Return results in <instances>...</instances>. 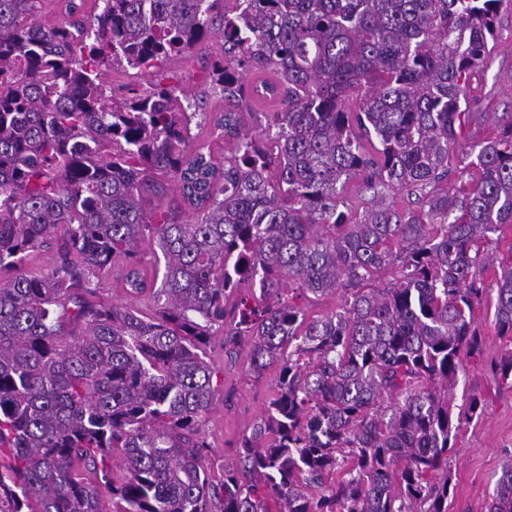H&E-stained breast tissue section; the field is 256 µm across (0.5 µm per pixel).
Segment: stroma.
I'll return each instance as SVG.
<instances>
[{
  "instance_id": "stroma-1",
  "label": "stroma",
  "mask_w": 512,
  "mask_h": 512,
  "mask_svg": "<svg viewBox=\"0 0 512 512\" xmlns=\"http://www.w3.org/2000/svg\"><path fill=\"white\" fill-rule=\"evenodd\" d=\"M472 111L482 113L476 138L496 136L497 117L512 113V0H503L497 17V40L488 63L471 77ZM487 292L474 311L483 336V359L469 362L460 373L453 403L461 405L470 395L484 400L482 418L464 422L457 445L448 459L455 484L448 512H484L502 467L512 459V382L502 383L489 370L488 362L511 344L499 336L494 322L496 284L494 271L484 276ZM216 389L214 405L205 431L211 444L206 465L213 476H221L225 465L234 463L239 438L249 432L264 410L275 383V370L258 379L247 375V357L227 359L221 343L211 347Z\"/></svg>"
}]
</instances>
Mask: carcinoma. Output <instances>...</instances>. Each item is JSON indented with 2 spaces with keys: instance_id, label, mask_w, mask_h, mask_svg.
Wrapping results in <instances>:
<instances>
[{
  "instance_id": "cac0c4a2",
  "label": "carcinoma",
  "mask_w": 512,
  "mask_h": 512,
  "mask_svg": "<svg viewBox=\"0 0 512 512\" xmlns=\"http://www.w3.org/2000/svg\"><path fill=\"white\" fill-rule=\"evenodd\" d=\"M101 2L45 26L42 0H0V512H448V453L485 411L452 405L482 352L484 244L512 224V114L473 140L467 108L501 0ZM214 37L217 115L167 83ZM110 69L146 82L117 93ZM251 71L269 77L249 90ZM253 100L276 104L257 133ZM458 153L479 173L460 197ZM116 267L151 313L102 302ZM495 326L512 343V259ZM218 336L277 383L217 482ZM491 370L512 380V348ZM486 512H512V460Z\"/></svg>"
}]
</instances>
